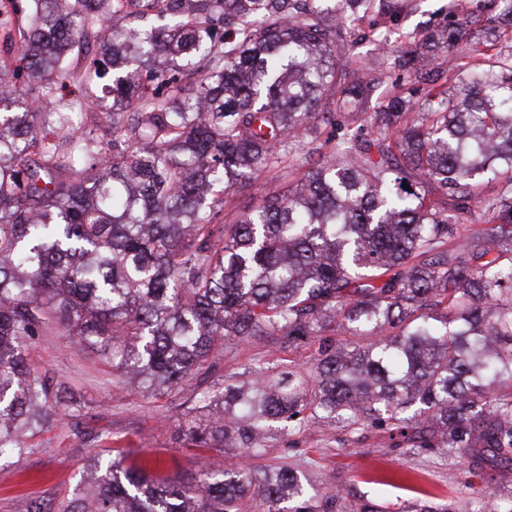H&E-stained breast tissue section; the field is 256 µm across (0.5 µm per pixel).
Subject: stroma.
Instances as JSON below:
<instances>
[{
	"instance_id": "1",
	"label": "stroma",
	"mask_w": 512,
	"mask_h": 512,
	"mask_svg": "<svg viewBox=\"0 0 512 512\" xmlns=\"http://www.w3.org/2000/svg\"><path fill=\"white\" fill-rule=\"evenodd\" d=\"M450 0H410L399 20L386 22L387 46L364 38L370 22L337 24V44L347 45L348 57L358 71L381 73L382 86L405 89L406 70L397 63V50L407 35L437 36L448 25L461 26L464 39L480 35L477 18L485 14L488 0H467L464 13L449 12ZM315 343L302 340L285 349L252 340L225 351L220 373H245L255 364L274 357L305 362ZM33 364L66 383L86 403L80 427L87 432L108 430L114 450L128 461L146 465L155 477L185 485L194 484L205 468L234 469L242 459L237 452L195 455L183 448L179 433L188 407L197 393L193 386L171 397L151 398L141 393L112 395L111 360L81 353L72 340L51 332L36 347ZM70 422L32 437L22 452L0 456V512H22L30 501L59 504L70 497L80 474L97 446L75 437ZM340 429L322 423L294 436L269 440L265 454L251 459L256 471L288 461L309 494L321 495L325 487H341L402 512L416 500L464 504L479 494L481 481L469 472L468 463L445 453L404 454L388 448L382 435L370 434L359 446L342 447Z\"/></svg>"
}]
</instances>
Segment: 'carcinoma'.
<instances>
[{
	"label": "carcinoma",
	"mask_w": 512,
	"mask_h": 512,
	"mask_svg": "<svg viewBox=\"0 0 512 512\" xmlns=\"http://www.w3.org/2000/svg\"><path fill=\"white\" fill-rule=\"evenodd\" d=\"M0 0V454L83 402L31 363L64 331L118 358L112 390L201 387L187 448L264 454L326 422L407 453L512 466V0H490L456 94L402 49L412 95L365 112L370 86L336 55L328 0ZM339 18L395 19L408 0H334ZM84 52L76 71L68 52ZM112 124L61 115L100 108ZM340 133L297 147L311 128ZM287 180L231 224L224 194ZM478 206L486 227L465 216ZM311 336L304 365L241 381L218 348ZM475 512H512L480 490ZM26 512H384L339 488L308 494L288 464L200 472L185 487L94 456L58 509Z\"/></svg>",
	"instance_id": "1"
}]
</instances>
